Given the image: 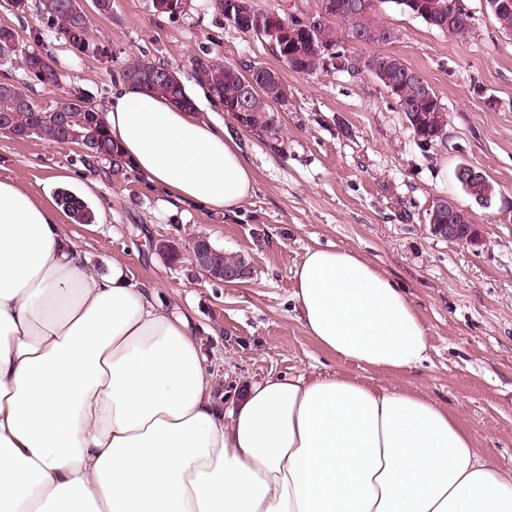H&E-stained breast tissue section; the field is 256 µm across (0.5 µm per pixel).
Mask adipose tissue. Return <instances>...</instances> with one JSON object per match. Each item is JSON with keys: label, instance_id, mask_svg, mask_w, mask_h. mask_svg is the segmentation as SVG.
<instances>
[{"label": "adipose tissue", "instance_id": "obj_1", "mask_svg": "<svg viewBox=\"0 0 512 512\" xmlns=\"http://www.w3.org/2000/svg\"><path fill=\"white\" fill-rule=\"evenodd\" d=\"M104 119L170 197L223 216L254 191L238 143L194 111L120 81ZM64 218L0 179V512H512V470L422 392L283 375L225 411L187 318L120 261L90 270ZM294 278L325 352L427 361L418 309L359 253L308 249Z\"/></svg>", "mask_w": 512, "mask_h": 512}]
</instances>
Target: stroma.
Instances as JSON below:
<instances>
[{"label": "stroma", "mask_w": 512, "mask_h": 512, "mask_svg": "<svg viewBox=\"0 0 512 512\" xmlns=\"http://www.w3.org/2000/svg\"><path fill=\"white\" fill-rule=\"evenodd\" d=\"M465 3L473 26L451 38L387 0L382 17L399 38L365 49L402 59L444 104L446 139L431 147L415 141L396 101L363 67L297 74L268 45L234 28L210 0H193L190 12L177 15L155 13L151 0H112L111 14L90 16L99 53L82 58L56 38L47 16L0 12V24L26 44H42L100 108L128 61L180 65L197 114L223 122L256 184L241 209L220 216L175 201L76 145L6 134H0V179L17 181L45 202L94 182L87 199L94 223L69 222L64 233L84 250L90 269L105 273L112 259H121L133 283L155 284L165 308L187 317L225 409L269 376L348 374L417 389L448 405L477 433L484 455L511 470L512 33L500 29L484 0ZM196 59L279 73L288 90L279 114L284 152L238 129L196 81ZM464 164L494 185L490 206L459 185L456 171ZM446 195L469 211L481 244L431 233L430 208ZM199 232L219 249L245 255L249 277L214 282L189 260L169 262L154 248L160 239L187 244ZM330 246L360 252L405 288L429 329L421 366L400 374L363 368L306 335L295 310L293 270L307 249Z\"/></svg>", "instance_id": "obj_1"}]
</instances>
